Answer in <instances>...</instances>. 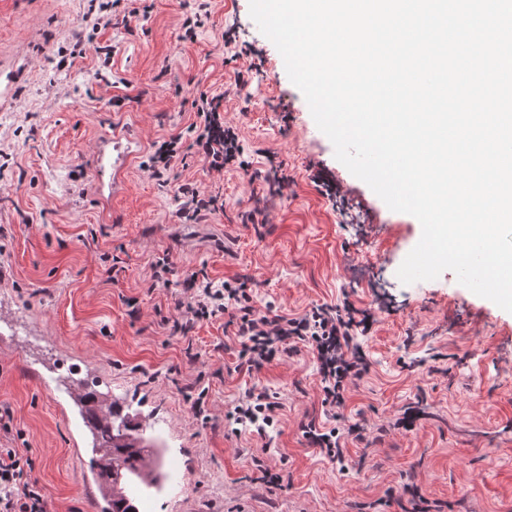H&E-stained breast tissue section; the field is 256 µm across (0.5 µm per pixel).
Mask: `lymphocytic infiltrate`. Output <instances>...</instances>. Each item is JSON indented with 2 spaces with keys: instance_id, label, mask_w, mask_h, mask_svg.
I'll list each match as a JSON object with an SVG mask.
<instances>
[{
  "instance_id": "lymphocytic-infiltrate-1",
  "label": "lymphocytic infiltrate",
  "mask_w": 512,
  "mask_h": 512,
  "mask_svg": "<svg viewBox=\"0 0 512 512\" xmlns=\"http://www.w3.org/2000/svg\"><path fill=\"white\" fill-rule=\"evenodd\" d=\"M224 92H200L193 100L196 119L186 135H172L154 142L145 168L155 179H164L186 160L193 149L208 170L223 171L228 165L247 167L244 147L232 125L224 120ZM153 284L171 288V297L181 318L175 321L176 334L188 336L196 323L233 313L239 357L247 372H260L274 359L292 354L298 344H307L316 359L322 384V404L328 409L342 407L350 383L368 369L366 354L356 340L358 329H369V318L355 319L337 306L322 304L304 314L288 317L255 308L246 283L214 284L193 275L171 287L168 257L152 262ZM278 404L263 389L251 388L234 408V419L258 435L273 425ZM31 459L15 448H0V512H48V501L36 483L27 478Z\"/></svg>"
}]
</instances>
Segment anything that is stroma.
Here are the masks:
<instances>
[{
  "label": "stroma",
  "mask_w": 512,
  "mask_h": 512,
  "mask_svg": "<svg viewBox=\"0 0 512 512\" xmlns=\"http://www.w3.org/2000/svg\"><path fill=\"white\" fill-rule=\"evenodd\" d=\"M185 3L152 0L132 32L100 31L116 47L100 77L91 51L58 65L59 47L86 31L89 0H0V57L24 65L0 109V328L13 323L19 336L0 340V409L12 417L0 446L32 458L51 512H93L81 409L34 377L63 359L123 415L150 423L168 473L160 493L140 499L154 512H407L410 479L429 512H512V313L450 271L403 284L397 271L421 238L419 221L336 160L249 0H213L192 43L178 39ZM222 88L251 170L211 172L191 154L168 183L152 178L153 142L194 121L198 90ZM115 130L137 147L123 193L105 203L94 157ZM271 156L289 179L280 198L262 178ZM186 182L220 195L223 210L184 222L175 189ZM165 253L174 279L200 270L218 285L251 279L259 305L277 314L345 299L371 314L358 338L369 370L342 409L365 438L347 440L345 462L320 455L301 431L309 420L334 425L307 347L250 375L237 367L227 317L173 334L168 292L150 287V264ZM198 383L208 390L201 417L189 393ZM254 385L280 405L264 438L230 417ZM410 407L422 418L395 428ZM263 465L283 475L281 486L262 484Z\"/></svg>",
  "instance_id": "obj_1"
}]
</instances>
